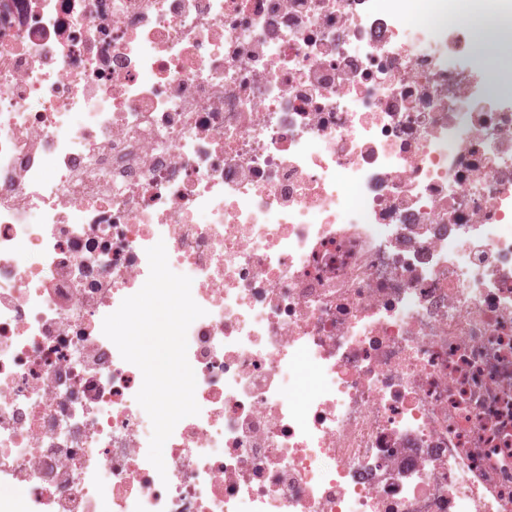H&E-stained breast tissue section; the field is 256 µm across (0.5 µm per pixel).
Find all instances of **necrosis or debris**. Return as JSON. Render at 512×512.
I'll return each mask as SVG.
<instances>
[{"label":"necrosis or debris","instance_id":"obj_1","mask_svg":"<svg viewBox=\"0 0 512 512\" xmlns=\"http://www.w3.org/2000/svg\"><path fill=\"white\" fill-rule=\"evenodd\" d=\"M0 0V512H512V0ZM164 242L198 415L103 331Z\"/></svg>","mask_w":512,"mask_h":512}]
</instances>
